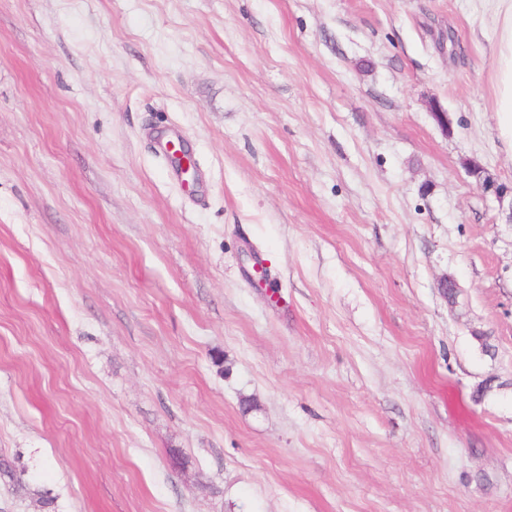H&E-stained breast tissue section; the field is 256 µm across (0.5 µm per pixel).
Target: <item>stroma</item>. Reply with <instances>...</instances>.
I'll use <instances>...</instances> for the list:
<instances>
[{
	"mask_svg": "<svg viewBox=\"0 0 512 512\" xmlns=\"http://www.w3.org/2000/svg\"><path fill=\"white\" fill-rule=\"evenodd\" d=\"M497 37L489 0H0V512H512ZM475 176L480 182L481 187L484 190L493 192V194L497 198L499 206L501 207V212L502 214L505 215V219L507 221L506 224H512V186L510 188L505 189L500 185H496L494 181H491L488 176L483 177L481 170L477 172ZM508 193L510 194V200L508 202V208L504 209V201Z\"/></svg>",
	"mask_w": 512,
	"mask_h": 512,
	"instance_id": "stroma-1",
	"label": "stroma"
}]
</instances>
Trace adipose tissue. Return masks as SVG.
<instances>
[{
  "mask_svg": "<svg viewBox=\"0 0 512 512\" xmlns=\"http://www.w3.org/2000/svg\"><path fill=\"white\" fill-rule=\"evenodd\" d=\"M499 29L494 47L497 82L496 130L503 145L512 151V0H492Z\"/></svg>",
  "mask_w": 512,
  "mask_h": 512,
  "instance_id": "adipose-tissue-1",
  "label": "adipose tissue"
}]
</instances>
